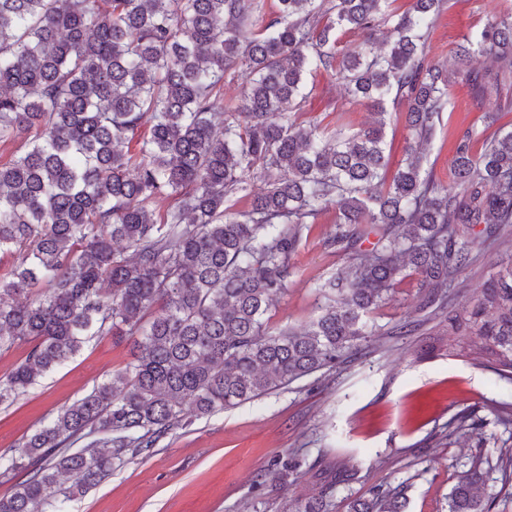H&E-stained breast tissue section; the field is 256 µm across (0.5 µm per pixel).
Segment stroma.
I'll return each mask as SVG.
<instances>
[{
  "label": "stroma",
  "mask_w": 512,
  "mask_h": 512,
  "mask_svg": "<svg viewBox=\"0 0 512 512\" xmlns=\"http://www.w3.org/2000/svg\"><path fill=\"white\" fill-rule=\"evenodd\" d=\"M504 2L445 0L430 38V60L444 62L453 43L476 38L487 19L504 14ZM307 83L312 92L302 121L327 125L340 111L351 112L358 125L372 121L370 108L344 98L329 76L312 75ZM448 99L428 148V160L443 180L454 143L466 129L487 138L496 132L485 126L487 107L465 82L452 83ZM335 220L330 209L310 225L292 260L288 291L269 309L272 326L298 328L320 315L324 299L317 285L343 263L322 245ZM475 254L453 306L478 296L497 263L512 259V251L485 245ZM416 292L413 282H404L396 301L375 313L387 329L415 322L410 334L384 338L382 346L366 349L327 379L310 376L170 431L156 448L114 467L111 477L65 502L66 512H288L295 499L327 490L340 467L354 478L331 491L339 506L378 487L401 486L406 512H446V496L458 476L476 467L484 471L491 494L488 512H512V481L495 470L490 445L512 439L494 415L495 407L512 405V378L473 364L447 324L423 322L415 310ZM133 346L130 336L92 337L13 403L0 405V454L20 451L60 407L124 370ZM461 411L472 415L476 428L458 439H441L445 424ZM291 452L298 464L285 482L264 484L265 472Z\"/></svg>",
  "instance_id": "1"
}]
</instances>
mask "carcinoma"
<instances>
[{
    "label": "carcinoma",
    "mask_w": 512,
    "mask_h": 512,
    "mask_svg": "<svg viewBox=\"0 0 512 512\" xmlns=\"http://www.w3.org/2000/svg\"><path fill=\"white\" fill-rule=\"evenodd\" d=\"M274 2L0 0V143H18L0 161V255H21L0 275V350L30 344L0 377V404L88 336L139 337L124 371L62 407L19 454L0 455V478L26 475L0 512H48L60 475L100 483L187 425L188 408L203 418L336 370L388 335L371 317L406 278L417 310L478 338L475 359L512 373V260L479 298L448 305L478 243L512 244V129L478 151L479 133L465 130L448 184L424 166L453 78L491 104L487 123L512 112V20L488 21L433 64L426 47L443 0L403 12L396 0ZM347 33L365 39L340 52ZM476 54L490 65L472 68ZM312 73L336 77L375 122L358 127L346 112L323 128L299 122ZM237 77L243 95L226 103L224 82ZM393 119L409 137L392 170ZM237 194L248 209L227 205ZM331 208L323 245L345 263L318 286L322 313L275 329L270 306L288 291L308 225ZM472 426L461 412L443 435ZM493 447L494 468L511 478L512 445ZM485 487L481 471L463 472L448 512H485ZM335 508L325 494L294 504ZM405 508L400 490L345 505Z\"/></svg>",
    "instance_id": "1"
}]
</instances>
